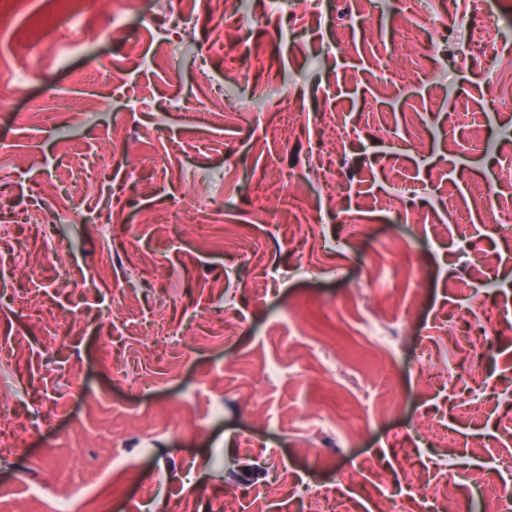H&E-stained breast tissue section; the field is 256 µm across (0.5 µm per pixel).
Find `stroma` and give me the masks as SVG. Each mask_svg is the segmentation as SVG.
<instances>
[{
  "label": "stroma",
  "mask_w": 512,
  "mask_h": 512,
  "mask_svg": "<svg viewBox=\"0 0 512 512\" xmlns=\"http://www.w3.org/2000/svg\"><path fill=\"white\" fill-rule=\"evenodd\" d=\"M111 2L106 13L87 0L77 17L69 0H0V93L11 73L29 76L0 110V402L14 423L0 512H46L50 496L79 493L87 512L125 499L126 512L186 500L192 512H248L264 490L266 512H308L309 490L381 512L368 477L336 476L361 457L406 461L424 481L443 461L512 480L500 444L512 429V333L481 330L491 309L512 321V231L491 228L480 201L491 184L493 204L512 203V111L497 105L512 96V0L490 18L477 0H430L448 22L424 32L412 77L397 81V0H321L316 14L246 0L253 21L229 43L216 19H179L167 0ZM371 10L383 17L376 40L359 25ZM31 37L46 40L35 60L15 48ZM104 69L112 85L98 83ZM273 86L297 120L265 100ZM220 92L236 95L235 111L211 114ZM89 97L96 109L73 122ZM36 99L52 121L20 122ZM325 113L347 123V142L326 136ZM273 167L337 175L347 221L314 223L327 189L309 181L281 194L284 223H257ZM78 196L111 214L112 239L69 213ZM183 197L223 199L221 223L172 239L155 218ZM46 213L57 250L31 265ZM228 237L260 249H226ZM478 254L488 262L477 272ZM75 273L94 287L66 288ZM207 309L231 310L244 329L213 334ZM373 316L390 347L366 334ZM395 390L401 407L381 418ZM328 410L368 427L345 439ZM74 422L85 439L66 438Z\"/></svg>",
  "instance_id": "stroma-1"
}]
</instances>
